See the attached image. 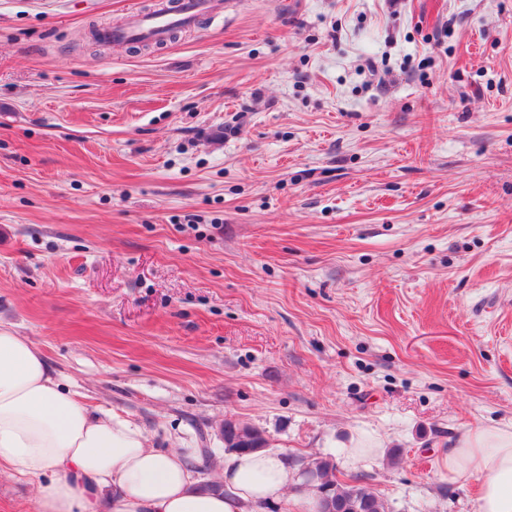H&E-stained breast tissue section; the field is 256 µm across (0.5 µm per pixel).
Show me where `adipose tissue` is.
Listing matches in <instances>:
<instances>
[{
    "label": "adipose tissue",
    "mask_w": 512,
    "mask_h": 512,
    "mask_svg": "<svg viewBox=\"0 0 512 512\" xmlns=\"http://www.w3.org/2000/svg\"><path fill=\"white\" fill-rule=\"evenodd\" d=\"M186 449L147 445L130 421L92 415L39 348L0 325V474L36 483V512H260L299 472L270 450L237 455L224 488L201 489ZM448 479L476 481V512H512V430L462 431Z\"/></svg>",
    "instance_id": "ef3b65f1"
}]
</instances>
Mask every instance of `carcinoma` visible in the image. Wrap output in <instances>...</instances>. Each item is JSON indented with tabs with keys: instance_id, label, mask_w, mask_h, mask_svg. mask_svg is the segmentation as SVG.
Listing matches in <instances>:
<instances>
[{
	"instance_id": "cac0c4a2",
	"label": "carcinoma",
	"mask_w": 512,
	"mask_h": 512,
	"mask_svg": "<svg viewBox=\"0 0 512 512\" xmlns=\"http://www.w3.org/2000/svg\"><path fill=\"white\" fill-rule=\"evenodd\" d=\"M224 451L243 453L268 447V440L258 429L239 423L226 422L222 431ZM336 465L324 457L301 461L304 484L318 497V512H387L385 502L377 490L363 476L352 482L336 478Z\"/></svg>"
}]
</instances>
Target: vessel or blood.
<instances>
[{"instance_id":"1","label":"vessel or blood","mask_w":512,"mask_h":512,"mask_svg":"<svg viewBox=\"0 0 512 512\" xmlns=\"http://www.w3.org/2000/svg\"><path fill=\"white\" fill-rule=\"evenodd\" d=\"M221 9V0H154L148 8L130 7L121 24L103 28L101 35L116 46L164 45Z\"/></svg>"}]
</instances>
